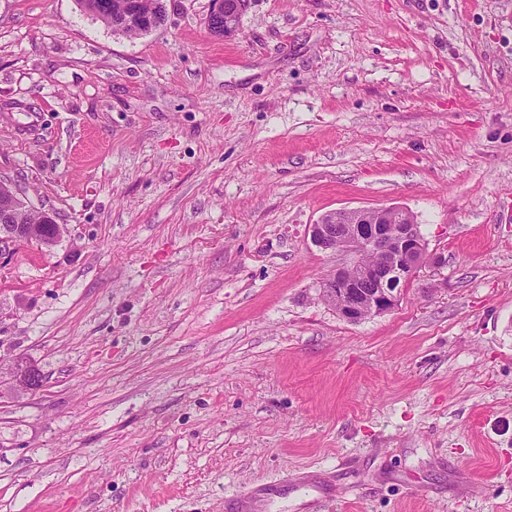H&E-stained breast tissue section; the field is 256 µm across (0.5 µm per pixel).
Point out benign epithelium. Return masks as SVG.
<instances>
[{
  "label": "benign epithelium",
  "mask_w": 512,
  "mask_h": 512,
  "mask_svg": "<svg viewBox=\"0 0 512 512\" xmlns=\"http://www.w3.org/2000/svg\"><path fill=\"white\" fill-rule=\"evenodd\" d=\"M207 26L217 36L238 30L246 0H212ZM141 0H103L100 10L114 14V24L122 30L132 25L153 28L155 16L145 15ZM31 209L16 185L0 179V260L16 254L24 245L35 244L49 250L57 245L62 231L47 233L44 227L56 223L54 215L40 212V223L17 224L15 220ZM314 246L322 251L339 252L348 261L330 272L321 282L319 298L349 323L391 311L404 285L424 267L438 269L441 257L428 246L413 214L401 207L336 209L309 225ZM38 392L44 386L40 368L23 356L8 362L0 359V385Z\"/></svg>",
  "instance_id": "benign-epithelium-1"
}]
</instances>
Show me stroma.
Listing matches in <instances>:
<instances>
[{
  "label": "stroma",
  "instance_id": "1",
  "mask_svg": "<svg viewBox=\"0 0 512 512\" xmlns=\"http://www.w3.org/2000/svg\"><path fill=\"white\" fill-rule=\"evenodd\" d=\"M0 0V512H512V0ZM403 206L440 269L351 324L309 224ZM103 2L100 3V10L102 12H111L107 15H99L96 11V5L98 4V0H79L80 6L90 13L92 16H95L97 19L101 20L108 26L112 28V22L117 26L118 29L122 30L126 27H129V31L131 34L125 33L124 31H121L122 34L126 36H140L147 34L154 29L160 27L163 22L165 21V14H166V5L164 4V0H143L144 4L143 7L147 11H152L154 15H145L142 13V10L140 8L141 0H115L116 2H110V0H101ZM120 1V2H117ZM121 3V4H120ZM113 14H114V20H113ZM156 17H159L162 21V24L160 26H156ZM134 20L137 22V25L139 26V29H146L149 28L153 29L151 31L146 32H140L137 34V28L136 27H130L134 25ZM154 27V28H153ZM247 0H212L207 26L217 36L226 37L238 30L240 17L246 7ZM31 209L16 185L0 179V260L12 257L24 245L36 244L50 250L60 241L61 229L54 233L44 231V227L56 224L54 215L49 210L40 211V224H34L38 215L37 211H28ZM20 215L22 224H13ZM0 359V386L7 382L14 389L24 392H38L44 386V376L40 368L23 356L8 360L4 367Z\"/></svg>",
  "mask_w": 512,
  "mask_h": 512
}]
</instances>
